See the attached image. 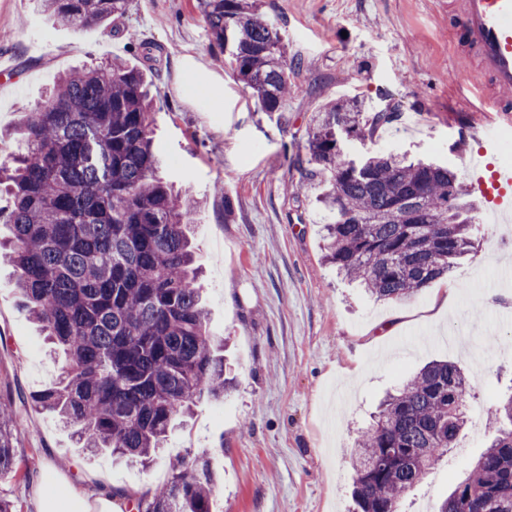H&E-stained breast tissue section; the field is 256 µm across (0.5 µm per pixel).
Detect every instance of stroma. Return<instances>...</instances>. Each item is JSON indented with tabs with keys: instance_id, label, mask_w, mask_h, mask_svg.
I'll return each instance as SVG.
<instances>
[{
	"instance_id": "stroma-1",
	"label": "stroma",
	"mask_w": 512,
	"mask_h": 512,
	"mask_svg": "<svg viewBox=\"0 0 512 512\" xmlns=\"http://www.w3.org/2000/svg\"><path fill=\"white\" fill-rule=\"evenodd\" d=\"M453 0H262L288 54L300 65L285 109L258 111L212 44L196 0H130L124 26L71 30L37 13L34 0H0V57L15 71L0 96V161L22 145L24 112L55 77L94 58H141L133 40L159 45L149 78L158 94L152 114L162 175L201 200L194 237L204 273L198 280L208 328L225 338L237 386L223 399L195 398L192 415L171 433L151 470L92 457L78 448L55 415L30 397L54 379L56 364L40 328L0 259V392L17 401L22 473L0 475V497L15 512H36L45 485L95 498V473L137 492L150 479L168 480L173 461L206 455L215 491L212 512H350V450L379 401L425 362L447 358L466 373L471 420L461 444L435 466L407 504L434 506L486 446V409L512 388V228L490 223L484 195L474 250L448 277L417 296L370 298L340 279L321 258L327 222L317 199L325 176L300 199L289 187L300 174L291 156L304 149L313 117L343 97L395 108L392 126L373 139H348L347 159L392 153L412 162L468 174L452 150L451 132L465 119L457 92L467 65L448 41ZM195 66L224 90V109L210 111L187 86ZM449 294L445 320H432L435 297ZM396 322L393 335L380 328ZM496 337L486 347L485 337Z\"/></svg>"
}]
</instances>
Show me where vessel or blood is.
I'll list each match as a JSON object with an SVG mask.
<instances>
[{"mask_svg":"<svg viewBox=\"0 0 512 512\" xmlns=\"http://www.w3.org/2000/svg\"><path fill=\"white\" fill-rule=\"evenodd\" d=\"M452 41L464 43L478 57L482 78L471 81L477 112L512 114V103L503 100L512 91V0H457ZM472 188L492 185L502 222L512 221V167L487 171L482 157L468 160Z\"/></svg>","mask_w":512,"mask_h":512,"instance_id":"b4317fda","label":"vessel or blood"}]
</instances>
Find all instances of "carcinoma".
Masks as SVG:
<instances>
[{
	"label": "carcinoma",
	"instance_id": "cac0c4a2",
	"mask_svg": "<svg viewBox=\"0 0 512 512\" xmlns=\"http://www.w3.org/2000/svg\"><path fill=\"white\" fill-rule=\"evenodd\" d=\"M72 29L121 21L129 0H39ZM211 41L263 112L292 90L288 49L260 0H197ZM147 72L120 58L69 70L26 113V150L0 165L22 303L65 354L32 396L73 429L79 447L150 465L193 398L224 397V339L207 330L190 238L197 201L158 172ZM397 113L359 97L325 104L293 164L297 190L330 173L321 204L324 258L379 300H402L442 278L472 248L474 207L457 175L398 156L344 157L331 130L366 139ZM14 399L0 394V473L17 467ZM467 382L432 360L389 393L354 447V512H402L467 421ZM492 435L433 512H512V394L490 408ZM204 457L186 456L137 512H212Z\"/></svg>",
	"mask_w": 512,
	"mask_h": 512
}]
</instances>
